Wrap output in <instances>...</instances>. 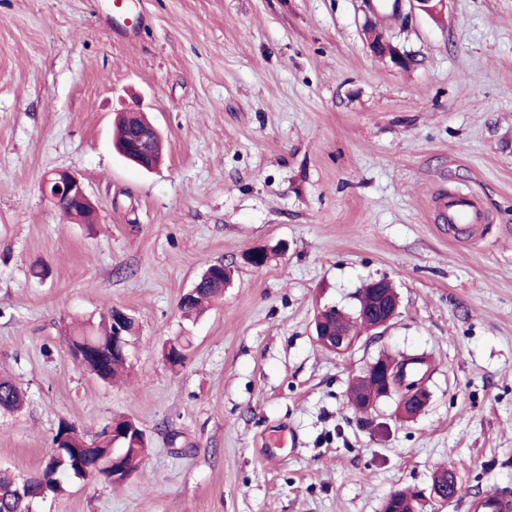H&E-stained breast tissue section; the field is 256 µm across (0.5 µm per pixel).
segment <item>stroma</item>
I'll use <instances>...</instances> for the list:
<instances>
[{
    "label": "stroma",
    "instance_id": "stroma-1",
    "mask_svg": "<svg viewBox=\"0 0 512 512\" xmlns=\"http://www.w3.org/2000/svg\"><path fill=\"white\" fill-rule=\"evenodd\" d=\"M0 0V469L35 474L60 421L94 438L139 422L148 450L115 486L72 479L34 512H382L457 467L467 498L512 499V0H446L440 15L368 17L362 0ZM375 20L400 69L365 40ZM141 110L166 141L144 171L112 146ZM80 174L96 207L64 223L42 190ZM486 220L449 231L443 190ZM267 248L265 266L247 264ZM224 296L185 317L211 264ZM389 279L399 315L344 355L311 335L317 310L357 306ZM136 323L127 375L71 356L73 327L107 307ZM188 342L181 365L168 340ZM425 358L417 418L348 404L382 352ZM23 393L8 379L0 378V412H16L22 403Z\"/></svg>",
    "mask_w": 512,
    "mask_h": 512
}]
</instances>
